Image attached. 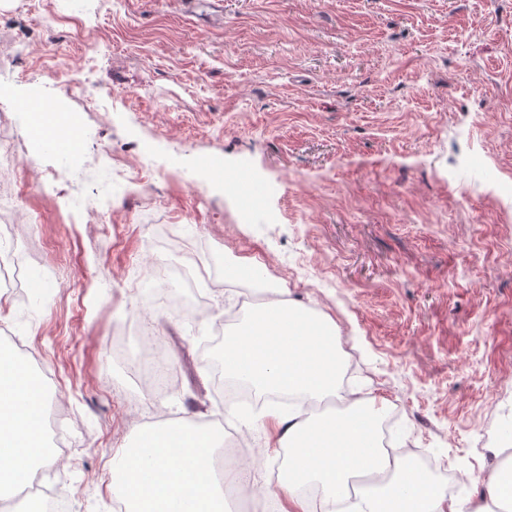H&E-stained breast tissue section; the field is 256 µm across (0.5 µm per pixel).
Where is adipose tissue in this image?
<instances>
[{
  "label": "adipose tissue",
  "mask_w": 512,
  "mask_h": 512,
  "mask_svg": "<svg viewBox=\"0 0 512 512\" xmlns=\"http://www.w3.org/2000/svg\"><path fill=\"white\" fill-rule=\"evenodd\" d=\"M43 389L31 373L0 356V493L22 489L31 465L43 455L40 417ZM382 408L357 397L344 415L322 413L308 418L273 413L277 448L286 450L288 474L278 488L294 512H310L303 493L318 487L327 499L348 495L350 481L365 478L357 512H495L506 498L502 475L486 481V495L475 505L459 507L404 455H383L373 426ZM213 436L174 422L165 430L142 429L135 448L112 456V482L121 486L130 512H224V499L209 483L208 448Z\"/></svg>",
  "instance_id": "adipose-tissue-1"
}]
</instances>
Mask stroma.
<instances>
[{"label": "stroma", "mask_w": 512, "mask_h": 512, "mask_svg": "<svg viewBox=\"0 0 512 512\" xmlns=\"http://www.w3.org/2000/svg\"><path fill=\"white\" fill-rule=\"evenodd\" d=\"M34 80L79 151L31 135ZM243 172L266 198L248 220ZM487 183L512 184V0H5L0 254L23 279L0 341L66 414L44 469L68 512H111L107 462L153 419L227 415L202 345L269 288L335 323L347 389L401 411L395 447L481 499L474 472L512 455V222ZM198 251L262 277L206 289L189 321L145 314L178 385L131 401L113 329L153 264ZM232 425L247 482L276 478L273 423Z\"/></svg>", "instance_id": "35a3bbf8"}]
</instances>
